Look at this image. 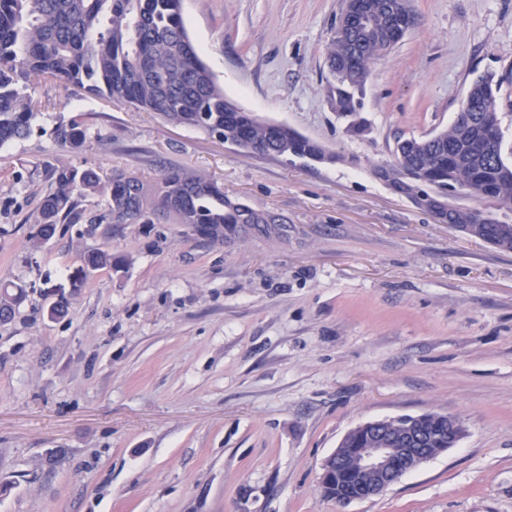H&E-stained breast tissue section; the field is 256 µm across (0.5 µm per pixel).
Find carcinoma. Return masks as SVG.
<instances>
[{
    "label": "carcinoma",
    "instance_id": "obj_1",
    "mask_svg": "<svg viewBox=\"0 0 512 512\" xmlns=\"http://www.w3.org/2000/svg\"><path fill=\"white\" fill-rule=\"evenodd\" d=\"M182 0H0V148L26 138L39 107L27 93L34 78L55 79L75 91L128 103L154 112L164 121L198 128L222 139L238 138L239 148L293 161L321 159L339 163L346 158L292 130L283 135L232 98L200 58L182 17ZM389 17L376 15L374 32L357 36L339 24L327 47L334 65L328 100L338 114L358 112L355 92L371 74L370 66L393 43L385 41ZM467 93L471 112L456 113L448 129L428 138L396 143L393 158L372 168V174L392 180L399 194L415 206L450 191L467 193L483 183L494 189L495 208L509 221L512 215V166L503 152V139L479 141L475 123L497 119L498 86L489 76L475 79ZM51 135L64 150L79 154L90 138L81 116L61 120ZM49 192L34 216L36 232L30 242L39 247L52 239L60 224H183L198 236L222 244L256 228L267 238L284 236L286 225L269 221L270 212L242 205L212 180L185 168H172L153 184L122 171L103 179L94 167L62 164L52 169ZM100 198V209L88 212L83 201ZM449 226L469 229V236L488 240L491 224L477 223L476 208L456 206ZM96 271L112 268V254L103 250L80 253ZM23 298L22 290L0 286V323L11 321ZM371 447L361 432L341 444ZM340 481L323 490L328 499L350 487L346 462L338 463Z\"/></svg>",
    "mask_w": 512,
    "mask_h": 512
}]
</instances>
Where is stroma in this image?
I'll return each mask as SVG.
<instances>
[{"instance_id": "obj_1", "label": "stroma", "mask_w": 512, "mask_h": 512, "mask_svg": "<svg viewBox=\"0 0 512 512\" xmlns=\"http://www.w3.org/2000/svg\"><path fill=\"white\" fill-rule=\"evenodd\" d=\"M345 0H183L225 93L344 155L287 162L135 107L30 84L44 109L0 149V512H512V252L437 223L371 173L498 82L512 150V0H411L351 136L327 102ZM82 115L89 148L51 131ZM152 182L185 167L279 215L281 238L214 245L181 224H66L29 237L51 169ZM111 252L88 270L80 252ZM64 302L63 315L49 316ZM444 413L465 433L383 495L339 506L322 465L353 428ZM23 298L21 289L16 292L9 288V285L0 286V323L11 321L15 315L16 307Z\"/></svg>"}]
</instances>
